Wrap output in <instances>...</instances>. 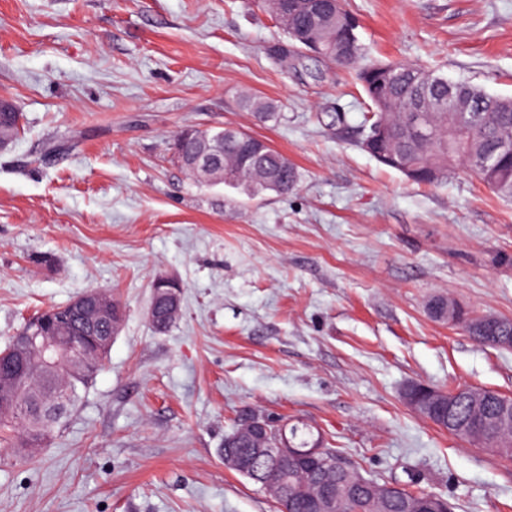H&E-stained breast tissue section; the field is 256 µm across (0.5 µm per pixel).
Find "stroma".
I'll return each mask as SVG.
<instances>
[{
	"label": "stroma",
	"instance_id": "stroma-1",
	"mask_svg": "<svg viewBox=\"0 0 512 512\" xmlns=\"http://www.w3.org/2000/svg\"><path fill=\"white\" fill-rule=\"evenodd\" d=\"M370 55L512 96V0H345ZM258 0H0V349L91 289L124 319L43 447L0 448V512H277L224 464L256 412L318 431L367 478L416 479L452 512H512V463L414 413L412 381L512 396V350L429 316L438 295L512 319V202L465 168L419 186L360 142L347 69L280 63ZM274 101L264 121L241 104ZM233 126L298 171L251 197L173 159ZM181 314L148 318L158 276ZM180 286L174 281V278L161 276L153 282L154 302L157 301L159 294H163L167 300L173 315L180 312Z\"/></svg>",
	"mask_w": 512,
	"mask_h": 512
}]
</instances>
